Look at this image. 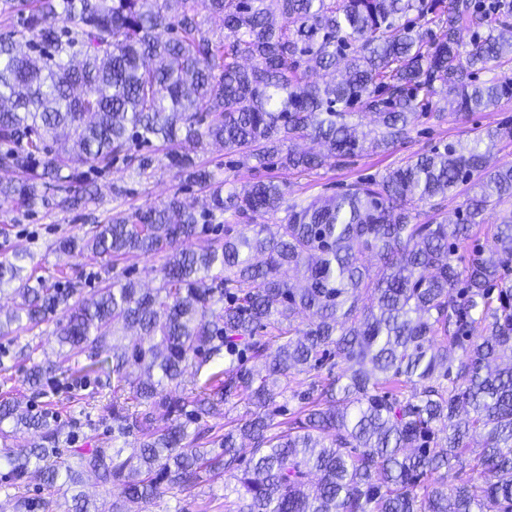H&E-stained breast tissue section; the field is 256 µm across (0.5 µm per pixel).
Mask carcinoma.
Wrapping results in <instances>:
<instances>
[{"label": "carcinoma", "instance_id": "obj_1", "mask_svg": "<svg viewBox=\"0 0 512 512\" xmlns=\"http://www.w3.org/2000/svg\"><path fill=\"white\" fill-rule=\"evenodd\" d=\"M196 4L0 0L12 22L0 35V168L15 175L0 182L1 202L76 210L95 196L89 173L144 176L156 157L138 148L155 144L207 199L198 213L176 192L61 237L48 277L26 272V249L0 261V295L13 298L0 339L15 344L65 313L51 332L56 360L19 349L30 389L59 371L77 386L117 381L109 438L65 459L60 444L79 433L0 403L1 438L8 420L38 435L0 452L15 479L33 469L47 491L17 506L49 512L92 473L113 491L112 512H138L217 471L235 480L226 512H512V208L483 218L512 198V163L486 161L512 128L306 205L285 204L286 184L272 179L217 182L191 156L213 144L259 168L312 172L364 150L350 125L358 109L376 117L369 145L388 150L422 117L495 106L512 97V77L479 74L512 61V0H208L217 31ZM317 71L331 79L311 80ZM302 139L323 151L298 150ZM466 183L477 192L457 220L439 219ZM218 215L246 224L224 226L202 252L181 247ZM481 230L487 246L462 259ZM85 253L112 268L159 256L160 284L143 289L124 272L72 303L64 267ZM218 357L223 370L178 390L189 367ZM312 373L309 389H293ZM287 393L300 406L278 421ZM223 403L246 415L211 438L204 419ZM240 438L253 448L244 467ZM69 512L99 506L79 492Z\"/></svg>", "mask_w": 512, "mask_h": 512}]
</instances>
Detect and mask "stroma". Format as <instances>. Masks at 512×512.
<instances>
[{"label": "stroma", "instance_id": "1", "mask_svg": "<svg viewBox=\"0 0 512 512\" xmlns=\"http://www.w3.org/2000/svg\"><path fill=\"white\" fill-rule=\"evenodd\" d=\"M505 126L512 127V98L483 112L466 116L453 114L441 122L420 120L410 139L389 151L368 149L341 165H328L309 173L287 172L276 167L258 168L253 162L217 146L197 152L195 159L211 170L216 179L239 186L270 177L286 181L288 201L307 204L335 195L347 185L379 177L388 169L405 165L416 154L448 143L463 145L479 131ZM93 180L97 198L84 212L43 207L32 211L0 208V260L11 258L16 247L24 246L34 252L38 274L45 275L53 271L57 261L51 250L52 243L63 236L83 234L89 228V215L103 220L120 210L130 212L143 205L160 203L177 191L193 207H201L205 202V195L198 187L182 183L175 170L165 167L147 177L114 168L94 174ZM116 184L127 188L125 201L113 199L112 187ZM41 390L45 400L53 402L59 422L66 423L85 414L95 423L88 447H95L97 440L104 438L105 430L98 420L112 402V387L108 382L75 388L69 386L64 376L58 375L44 381ZM232 482L227 474L206 478L191 491L165 493L147 504L144 512H224L225 487Z\"/></svg>", "mask_w": 512, "mask_h": 512}]
</instances>
